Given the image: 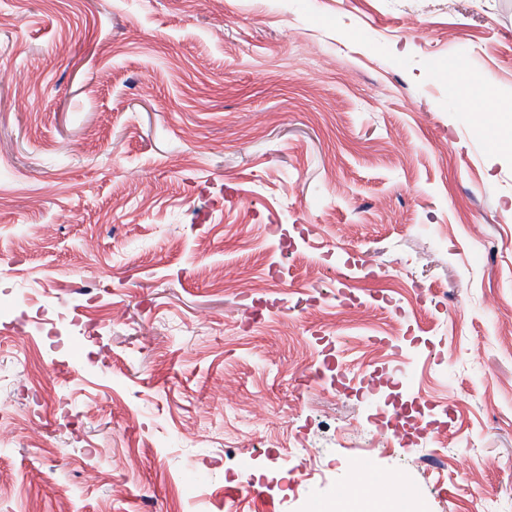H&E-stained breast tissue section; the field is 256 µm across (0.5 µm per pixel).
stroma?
<instances>
[{"instance_id": "1", "label": "stroma", "mask_w": 512, "mask_h": 512, "mask_svg": "<svg viewBox=\"0 0 512 512\" xmlns=\"http://www.w3.org/2000/svg\"><path fill=\"white\" fill-rule=\"evenodd\" d=\"M1 68L0 512H512V0H0ZM458 97L469 100L476 99L479 105L476 108V114L482 117L483 112H499L495 106L494 96L491 93L481 90H473L470 87H459L456 91ZM497 118L493 122L489 140L496 153L512 156V115L493 113Z\"/></svg>"}]
</instances>
